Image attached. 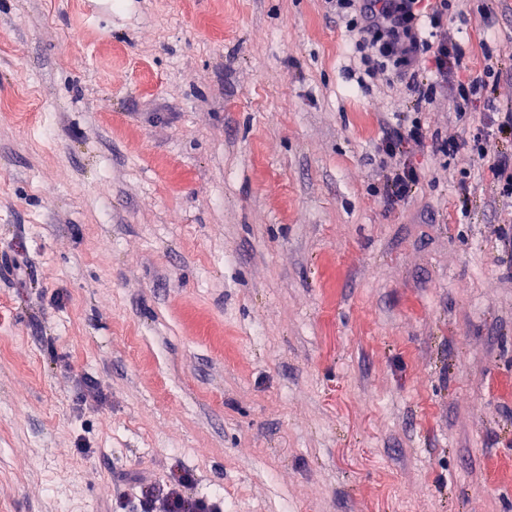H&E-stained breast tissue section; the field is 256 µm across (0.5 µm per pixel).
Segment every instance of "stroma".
<instances>
[{
    "label": "stroma",
    "instance_id": "obj_1",
    "mask_svg": "<svg viewBox=\"0 0 512 512\" xmlns=\"http://www.w3.org/2000/svg\"><path fill=\"white\" fill-rule=\"evenodd\" d=\"M447 27L512 107V0ZM352 41L325 0H0V512H136V473L224 512H512L489 113L357 87ZM396 120L395 124L387 128L379 147V166L384 173L385 196L391 203L409 198L419 184L417 169L407 160H402V156L406 144H420L426 138L424 127L417 117L409 123L399 118Z\"/></svg>",
    "mask_w": 512,
    "mask_h": 512
}]
</instances>
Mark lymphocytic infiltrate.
Here are the masks:
<instances>
[{
    "instance_id": "lymphocytic-infiltrate-1",
    "label": "lymphocytic infiltrate",
    "mask_w": 512,
    "mask_h": 512,
    "mask_svg": "<svg viewBox=\"0 0 512 512\" xmlns=\"http://www.w3.org/2000/svg\"><path fill=\"white\" fill-rule=\"evenodd\" d=\"M330 9L343 18L355 39V47L366 76L380 72L393 78L409 80L419 101L432 103L438 89L448 84L451 74L465 71V52L450 40L444 22L451 0H432L429 10H422L423 0H326ZM430 63V76L419 78L421 60ZM500 76L496 62L486 63L481 78L460 79L455 86L453 103L457 118H464L477 101H484L495 112L498 133L512 134V108L498 111L487 90ZM426 134L419 120H397L383 137L379 166L383 172L385 196L396 203L409 198L420 182L417 169L403 158L408 143H422ZM189 476L169 484L158 493L147 489L145 512H223L219 499H187L183 494Z\"/></svg>"
}]
</instances>
